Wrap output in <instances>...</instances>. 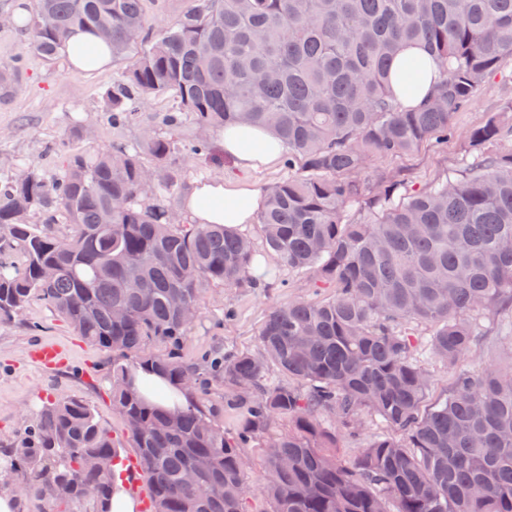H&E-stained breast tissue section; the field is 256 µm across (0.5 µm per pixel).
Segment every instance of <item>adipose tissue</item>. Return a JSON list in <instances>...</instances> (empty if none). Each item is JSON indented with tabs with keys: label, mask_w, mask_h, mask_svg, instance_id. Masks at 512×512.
<instances>
[{
	"label": "adipose tissue",
	"mask_w": 512,
	"mask_h": 512,
	"mask_svg": "<svg viewBox=\"0 0 512 512\" xmlns=\"http://www.w3.org/2000/svg\"><path fill=\"white\" fill-rule=\"evenodd\" d=\"M62 50L71 66L87 72L100 70L111 62L101 40L86 31L73 32ZM220 145L225 156L247 171L273 166L282 155L275 134L268 129L231 128L221 135ZM263 198L264 190L258 184L216 179L189 192L184 212L191 223L222 224L236 230L253 222ZM137 383L145 398L164 410L174 412L189 403L186 392L173 390L161 374H139Z\"/></svg>",
	"instance_id": "ef3b65f1"
}]
</instances>
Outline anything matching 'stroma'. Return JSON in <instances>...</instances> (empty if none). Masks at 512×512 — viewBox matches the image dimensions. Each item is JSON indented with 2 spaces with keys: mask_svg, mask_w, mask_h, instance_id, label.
<instances>
[{
  "mask_svg": "<svg viewBox=\"0 0 512 512\" xmlns=\"http://www.w3.org/2000/svg\"><path fill=\"white\" fill-rule=\"evenodd\" d=\"M23 57L21 82L13 97L0 101V162L27 159L53 171L54 159L75 152H93L122 142L139 144L144 128L162 130V119L171 99L142 105L135 122L113 129L102 120V95L126 67L117 61L87 73L70 67L65 58L44 60L30 46L25 26L0 27V65ZM512 109V57L505 58L499 73L486 79L468 105L453 120L448 143H425L398 157H371L366 169L375 177L401 180L404 193L424 187L450 171L461 168L467 134L490 113ZM177 164L184 189L215 178H239L269 187L288 176L284 165L250 172L239 170L229 159L211 163L194 154H179ZM310 275L281 271L263 288H227L213 284L206 290L201 319L185 336L180 356L194 364L212 350L256 349L258 329L268 311L296 297H323ZM233 317H225V308ZM37 344H55L66 355L64 365L46 370L32 362L29 352ZM119 351L95 346L75 333L41 301H32L23 315L0 323V440L6 441L29 423L42 401L79 398L95 411L123 455L134 456L127 424L112 407L108 372L123 360Z\"/></svg>",
  "mask_w": 512,
  "mask_h": 512,
  "instance_id": "stroma-1",
  "label": "stroma"
}]
</instances>
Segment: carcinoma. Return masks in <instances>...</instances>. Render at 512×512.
I'll list each match as a JSON object with an SVG mask.
<instances>
[{
	"label": "carcinoma",
	"instance_id": "1",
	"mask_svg": "<svg viewBox=\"0 0 512 512\" xmlns=\"http://www.w3.org/2000/svg\"><path fill=\"white\" fill-rule=\"evenodd\" d=\"M144 3L33 0L27 26L47 60L76 29L109 31L114 60L148 43L105 91L104 120L122 124L172 95L197 132L181 146L149 131L138 146L72 153L52 179L32 162L0 166V322L38 299L129 357L112 364V406L151 512H246L245 450L259 437L264 512H512V363L458 370L485 322L512 339V149L502 147L512 114L473 127L472 160L403 199L398 180L366 173L373 156L448 137L454 114L512 56V0H199L154 37ZM407 46L441 69L411 109L391 84ZM424 63L401 60V84L413 86ZM19 69L17 59L0 66V98ZM242 123L271 129L287 150L291 174L257 216L270 266L249 235L184 224L171 206L177 150L198 154L206 132ZM366 202L375 221L345 220ZM279 268L332 293L271 309L256 350L180 359L209 285L259 288ZM424 354L453 374L432 404ZM140 371L188 390V406L147 404L131 386ZM211 380L224 405H245L232 436L207 399ZM277 419L288 431L271 429ZM373 421L385 432L351 461L332 452L336 436L357 441ZM120 468L112 436L72 398L43 402L0 450V473L23 474L21 496L56 512H113Z\"/></svg>",
	"mask_w": 512,
	"mask_h": 512
}]
</instances>
